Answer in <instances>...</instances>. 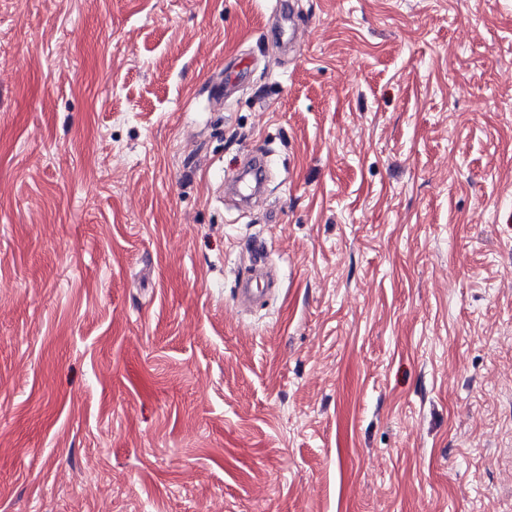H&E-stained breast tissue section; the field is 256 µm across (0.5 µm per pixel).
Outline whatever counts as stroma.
Returning <instances> with one entry per match:
<instances>
[{
	"label": "stroma",
	"mask_w": 512,
	"mask_h": 512,
	"mask_svg": "<svg viewBox=\"0 0 512 512\" xmlns=\"http://www.w3.org/2000/svg\"><path fill=\"white\" fill-rule=\"evenodd\" d=\"M293 3L0 0V512H512V0ZM273 18L277 19L278 31L286 43H292L298 33V25L295 23L291 10H288V2L281 1Z\"/></svg>",
	"instance_id": "1"
}]
</instances>
